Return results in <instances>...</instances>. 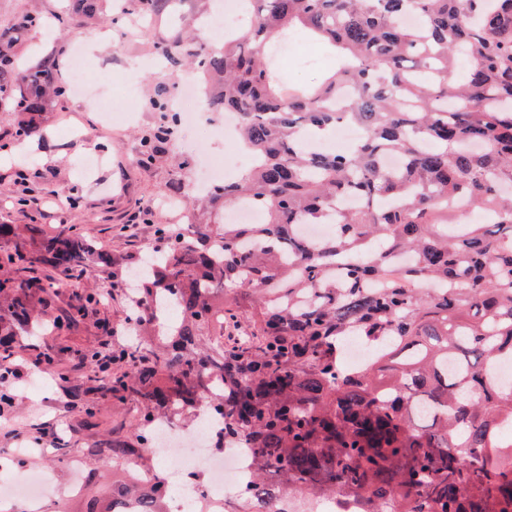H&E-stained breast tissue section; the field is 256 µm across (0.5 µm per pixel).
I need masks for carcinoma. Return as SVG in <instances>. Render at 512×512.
I'll return each mask as SVG.
<instances>
[{
    "mask_svg": "<svg viewBox=\"0 0 512 512\" xmlns=\"http://www.w3.org/2000/svg\"><path fill=\"white\" fill-rule=\"evenodd\" d=\"M79 12L114 20L103 4ZM253 21L207 47L176 35L155 45L166 70L187 61L220 85L213 112L240 116L238 138L255 163L210 191V203L266 211L259 224L206 219L193 232L158 224L151 261L115 255L70 227L0 222V386L17 336L50 308L51 284L19 271L108 269L112 291L130 278L131 349L74 350L89 381L87 423L110 396L137 403L132 442L107 439L104 462L151 460L150 422L206 404L224 419L214 448L252 449L251 483L228 512H259L272 495L358 501L362 512H512V388L487 377L512 361V0H251ZM177 0H129L156 21ZM406 16L416 23L404 25ZM37 12L0 26V110L14 134L66 88L45 63L25 67L18 33L44 28ZM298 30L322 41L336 69L314 90L282 86L264 56ZM351 89L339 108L336 90ZM158 85L156 137L177 130ZM345 119L366 130L350 150L312 151ZM402 159L387 169L384 159ZM349 195L355 209H336ZM302 224H333L318 245ZM442 290L421 291L420 281ZM78 296L54 321L72 331L101 301ZM370 353L345 366V342ZM144 512L153 494L122 485Z\"/></svg>",
    "mask_w": 512,
    "mask_h": 512,
    "instance_id": "obj_1",
    "label": "carcinoma"
}]
</instances>
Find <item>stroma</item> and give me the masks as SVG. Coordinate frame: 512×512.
<instances>
[{
	"mask_svg": "<svg viewBox=\"0 0 512 512\" xmlns=\"http://www.w3.org/2000/svg\"><path fill=\"white\" fill-rule=\"evenodd\" d=\"M202 12L197 4L179 16L163 17L134 41L111 38L106 22L82 15L74 16L69 27L48 35L21 33L22 56L27 62L70 60L73 46L80 40L90 52L111 57L124 77L119 83L102 87V94L116 98L130 95L145 108L129 127L111 130L102 126L97 112L81 108L69 95L40 113V135L27 140L13 135L17 114L0 112V219L15 224L37 222L50 230L72 226L116 254L139 256L156 249L154 225L182 221L171 204L170 189L196 179L198 159L196 151L176 149L170 141L157 140L152 159L142 161L143 141L159 121L158 113L146 103L155 78L163 73L162 68L147 67L146 62L155 56V41L167 32L183 29L204 38ZM89 155L101 156L103 163L87 180L80 176L77 161ZM18 169L25 170L26 184L15 183L13 173ZM25 192L38 199V207L19 208L16 199ZM70 193L76 205L61 207L59 197ZM143 210L150 212V223L129 225V217ZM99 319L109 323L111 334L97 329ZM21 342L26 354L18 363V377L11 386L17 401L0 414V450L40 444V451L27 455L26 465L51 468L60 484L68 479L67 459L76 453L85 470L99 472L101 485L111 487L122 470L103 464L93 450L102 440L133 435L138 415L135 404L111 399L101 411L102 426L86 427L83 407L71 403L65 388L66 379L81 376L83 367L66 354L49 365L40 362L37 355L65 344L95 350L134 346L136 338L125 323L124 297L118 295L99 305L94 317L79 324L69 336H25Z\"/></svg>",
	"mask_w": 512,
	"mask_h": 512,
	"instance_id": "35a3bbf8",
	"label": "stroma"
}]
</instances>
